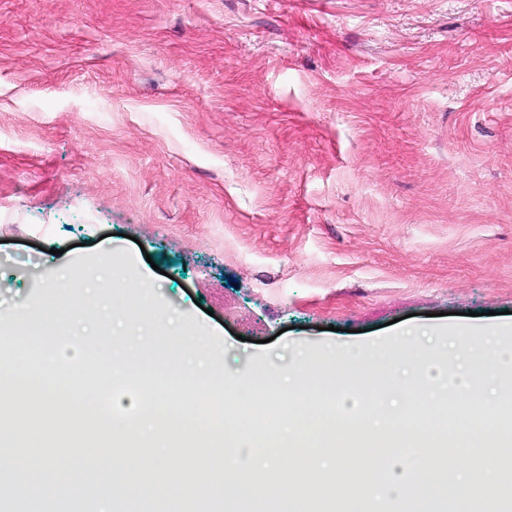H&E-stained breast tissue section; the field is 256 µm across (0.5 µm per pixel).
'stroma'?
<instances>
[{"label": "stroma", "mask_w": 512, "mask_h": 512, "mask_svg": "<svg viewBox=\"0 0 512 512\" xmlns=\"http://www.w3.org/2000/svg\"><path fill=\"white\" fill-rule=\"evenodd\" d=\"M109 247L234 379L503 323L512 0H0V325Z\"/></svg>", "instance_id": "obj_1"}]
</instances>
